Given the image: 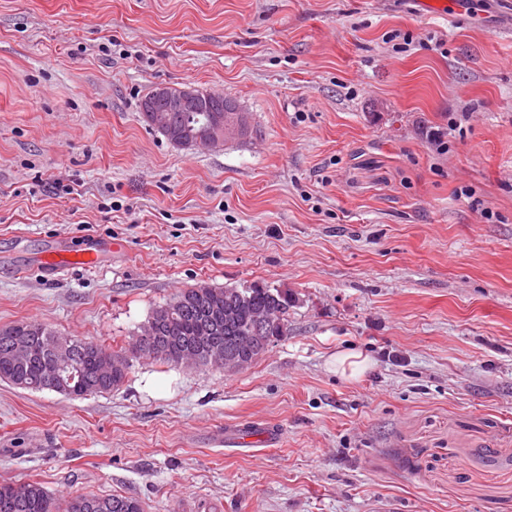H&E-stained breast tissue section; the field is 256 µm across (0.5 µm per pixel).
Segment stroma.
I'll return each instance as SVG.
<instances>
[{
    "instance_id": "obj_1",
    "label": "stroma",
    "mask_w": 512,
    "mask_h": 512,
    "mask_svg": "<svg viewBox=\"0 0 512 512\" xmlns=\"http://www.w3.org/2000/svg\"><path fill=\"white\" fill-rule=\"evenodd\" d=\"M454 8L0 0V327L117 350L201 285L294 298L240 371L139 360L83 398L0 381V484L144 512H512V11ZM183 83L250 134L171 144L140 103ZM91 236L94 268L40 277Z\"/></svg>"
}]
</instances>
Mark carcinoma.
Listing matches in <instances>:
<instances>
[{
  "instance_id": "1",
  "label": "carcinoma",
  "mask_w": 512,
  "mask_h": 512,
  "mask_svg": "<svg viewBox=\"0 0 512 512\" xmlns=\"http://www.w3.org/2000/svg\"><path fill=\"white\" fill-rule=\"evenodd\" d=\"M169 127L187 141L196 142L213 138L218 127L207 124L201 112H175ZM292 294L278 288L250 286H226L213 288L200 286L176 296L169 303L157 308L146 325L152 327L154 341L145 357L162 363L181 365L190 363L207 366V348L199 341L203 329L209 330L211 344H232L243 336L254 335V322L261 318L267 322L262 335L265 345L287 335L285 318L292 306ZM29 334L37 343L49 344L60 340L78 348L72 366L59 373L60 394L81 398L108 392L119 387L130 368L129 350L110 352L92 341L62 336L52 328L38 322H15L0 327V380L30 391L46 389L47 367L50 356L44 354L21 360L10 349L11 338ZM112 365L111 373L100 372L103 362ZM103 502L104 512H143L141 502L121 494L110 496L80 495L60 501L41 484L29 483V494L21 501H14L10 487L0 485V512H90L88 506Z\"/></svg>"
}]
</instances>
